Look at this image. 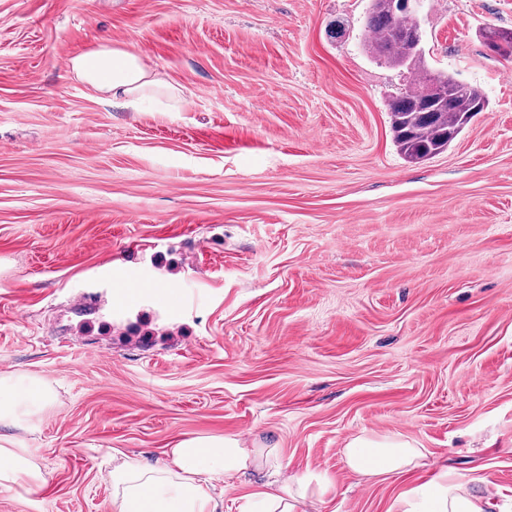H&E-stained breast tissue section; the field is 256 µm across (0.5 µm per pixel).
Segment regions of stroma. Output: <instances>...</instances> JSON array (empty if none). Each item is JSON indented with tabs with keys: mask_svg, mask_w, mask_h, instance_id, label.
I'll list each match as a JSON object with an SVG mask.
<instances>
[{
	"mask_svg": "<svg viewBox=\"0 0 512 512\" xmlns=\"http://www.w3.org/2000/svg\"><path fill=\"white\" fill-rule=\"evenodd\" d=\"M368 0H0V378L45 387L0 424L42 487L0 512H115L113 451L188 437L277 447L334 490L307 512H389L439 465L512 497V0H422L430 68L480 88L447 151L406 162L364 51ZM130 45L181 87L134 112L72 77ZM111 260L133 306L94 282ZM358 435L424 449L363 479Z\"/></svg>",
	"mask_w": 512,
	"mask_h": 512,
	"instance_id": "obj_1",
	"label": "stroma"
}]
</instances>
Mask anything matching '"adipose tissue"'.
<instances>
[{
  "instance_id": "1",
  "label": "adipose tissue",
  "mask_w": 512,
  "mask_h": 512,
  "mask_svg": "<svg viewBox=\"0 0 512 512\" xmlns=\"http://www.w3.org/2000/svg\"><path fill=\"white\" fill-rule=\"evenodd\" d=\"M75 77L103 94L105 101L127 106L149 103L161 112L180 111L182 91L159 78L144 56L131 47L102 45L71 57ZM45 393L0 379V422L18 423L35 414ZM347 467L363 476L411 471L422 449L393 436H357L343 450ZM276 449L247 448L234 437L186 438L168 450L165 460L149 466L126 456L115 458L107 479L117 512H216L211 494L216 482L233 488L248 474H259L242 512H306L312 496L330 492L323 476L289 472L276 461ZM34 486L45 477L34 461L16 448H0V486L18 479ZM497 488L486 478L458 479L441 468L427 484L398 496L390 512H512L496 502Z\"/></svg>"
}]
</instances>
